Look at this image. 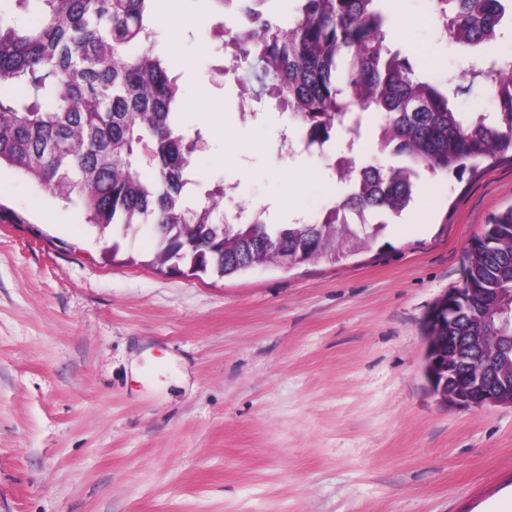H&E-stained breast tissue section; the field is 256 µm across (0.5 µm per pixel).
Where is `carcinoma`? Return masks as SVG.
Here are the masks:
<instances>
[{"label":"carcinoma","instance_id":"1","mask_svg":"<svg viewBox=\"0 0 512 512\" xmlns=\"http://www.w3.org/2000/svg\"><path fill=\"white\" fill-rule=\"evenodd\" d=\"M30 25L0 17V169L22 175L73 204L98 235L154 225L152 264L195 278H221L282 254L296 264L339 259L386 230L387 215L410 205L424 174L462 178L488 159L512 160V58L489 57L451 80L422 78L386 42L380 0H297L288 24L258 6L218 0L237 20L216 28L233 70H245L241 99L274 98L321 147L339 131L358 138L365 114L378 117L377 144L400 166L352 159L339 167L342 201L312 223L224 221V185L189 201L192 156L204 143L178 117L180 86L157 50L152 0H39ZM441 35L463 56L501 37L512 0H435ZM491 90L495 112L464 116L450 95ZM463 287L473 289L482 323L448 326V296L432 307L425 335L453 356L500 350L497 374L512 381V347L499 341L500 314L486 298L512 296V206L494 215L466 254Z\"/></svg>","mask_w":512,"mask_h":512}]
</instances>
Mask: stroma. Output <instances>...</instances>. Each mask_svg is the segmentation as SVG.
Returning <instances> with one entry per match:
<instances>
[{
	"label": "stroma",
	"instance_id": "1",
	"mask_svg": "<svg viewBox=\"0 0 512 512\" xmlns=\"http://www.w3.org/2000/svg\"><path fill=\"white\" fill-rule=\"evenodd\" d=\"M387 40L447 83L458 49L433 0H394ZM180 117L206 144L201 188L317 215L346 186L328 166L381 161L356 142L274 170L288 117H241L215 0H153ZM184 28L172 35L169 23ZM512 206V162L426 177L411 216L357 255L226 278L158 270L151 227L99 238L81 211L0 172V512H499L512 496V407L443 402L425 321L463 283L465 249Z\"/></svg>",
	"mask_w": 512,
	"mask_h": 512
}]
</instances>
